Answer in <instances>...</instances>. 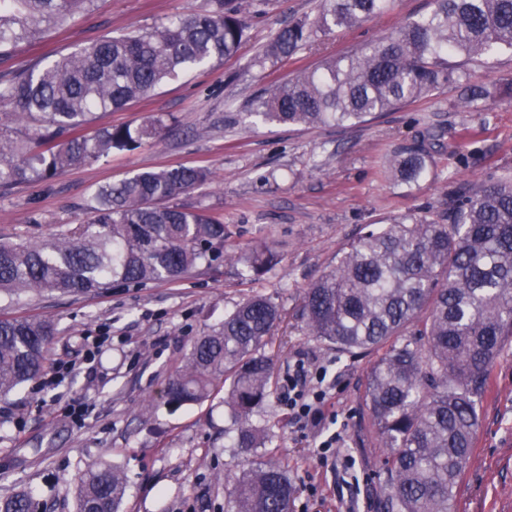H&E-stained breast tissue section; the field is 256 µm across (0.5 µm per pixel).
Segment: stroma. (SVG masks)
<instances>
[{
  "label": "stroma",
  "instance_id": "1",
  "mask_svg": "<svg viewBox=\"0 0 512 512\" xmlns=\"http://www.w3.org/2000/svg\"><path fill=\"white\" fill-rule=\"evenodd\" d=\"M431 0H391L359 27L326 35L285 61L259 67L255 57L289 23L315 17L322 0H242L247 40L220 65L190 71L154 97L121 112L99 113V127L136 125L156 113L175 121L166 135L133 152L73 168L47 184L0 191V240L34 243L86 216L92 190L141 170L200 164L211 182L180 195L188 209L224 215L231 243L266 246L279 258L254 276L224 260L200 265L175 282L114 283L98 295L24 293L0 297V318L38 315L54 320L50 367L36 383L0 397V496L29 490L45 512H74L83 471L108 462L126 475L121 512H224V474L248 460L286 464L297 494L294 512H381L367 478L380 449L371 444L363 406L366 358L337 359L307 336L299 316L307 286L336 263L342 243L369 224L395 215L445 213L459 183L512 170V53L492 64H467L471 82L492 95L479 111L464 109L450 86L359 125L309 128L251 125L253 98L297 69L381 36ZM208 0H96L91 12L42 41L21 43L0 56V79L45 58H58L96 40L145 29L207 9ZM431 127L450 132L434 152L428 175L406 187L385 177L382 163ZM255 294L273 297L282 322L267 353L277 386L252 420L271 439L254 457L232 446L234 427L223 394L200 404L170 407L157 393L183 364L192 342L225 313ZM327 370L328 409L354 459L352 501L338 499L333 464L316 456L317 440L299 437L288 418L281 385L296 355ZM475 446L455 495L454 512H512V344L505 346L479 407Z\"/></svg>",
  "mask_w": 512,
  "mask_h": 512
}]
</instances>
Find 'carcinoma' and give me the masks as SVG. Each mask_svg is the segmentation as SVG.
Masks as SVG:
<instances>
[{"instance_id": "obj_1", "label": "carcinoma", "mask_w": 512, "mask_h": 512, "mask_svg": "<svg viewBox=\"0 0 512 512\" xmlns=\"http://www.w3.org/2000/svg\"><path fill=\"white\" fill-rule=\"evenodd\" d=\"M95 0H0V52L36 42L89 12ZM389 0H324L313 22L297 21L264 47L258 62L283 60L316 32L351 29ZM239 0L145 30L101 35L44 65L0 81V189L43 183L112 152L158 140L170 116L141 124L89 127L99 112L147 99L191 69L222 63L247 38ZM512 52V0H432L429 11L397 31L353 47L262 93L250 116L263 123L355 125L461 82L465 107L491 96L467 83L450 61ZM27 130L3 134V120ZM440 135L428 131L386 162L387 174L412 186L427 176ZM211 171L181 165L137 172L98 185L89 216L37 243H0V295L20 291L96 294L121 281H174L201 264L240 257L248 273L271 265L267 247L228 246L224 216L173 200L207 183ZM300 316L308 335L336 358L374 357L363 400L373 445L383 449L372 489L385 512H451L474 447L479 405L506 342L512 339V173L465 182L448 193V222L399 215L336 251V264L306 288ZM279 304L253 295L199 337L181 370L161 390L169 405L199 403L224 390L237 425L235 447L264 445L250 416L272 394L266 354L281 321ZM55 324L0 319V396L48 368ZM127 484L115 465L88 467L75 512H120ZM296 487L287 466L254 463L231 480L227 512H293ZM0 512H37L31 493L0 497Z\"/></svg>"}]
</instances>
